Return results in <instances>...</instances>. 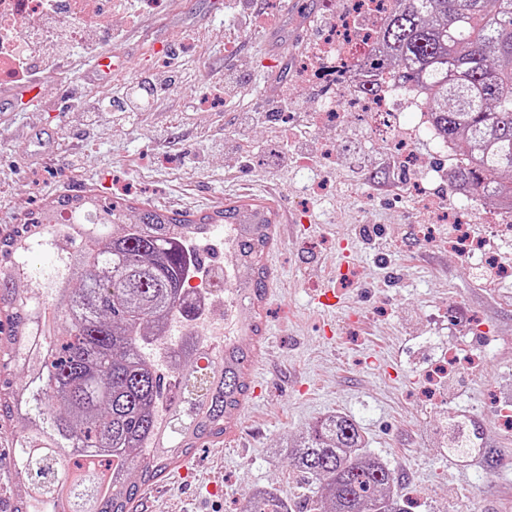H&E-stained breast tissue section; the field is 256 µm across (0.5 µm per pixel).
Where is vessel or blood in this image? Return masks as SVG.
I'll list each match as a JSON object with an SVG mask.
<instances>
[{
	"instance_id": "1",
	"label": "vessel or blood",
	"mask_w": 512,
	"mask_h": 512,
	"mask_svg": "<svg viewBox=\"0 0 512 512\" xmlns=\"http://www.w3.org/2000/svg\"><path fill=\"white\" fill-rule=\"evenodd\" d=\"M224 206L237 212L236 218L227 220L224 226V279L229 285L224 296V366L246 382L251 376L253 356L241 342L260 332L267 295L250 286L235 289L234 283L240 268L254 261L246 253L244 241L271 234L275 224L281 223L282 212L247 197L225 199Z\"/></svg>"
}]
</instances>
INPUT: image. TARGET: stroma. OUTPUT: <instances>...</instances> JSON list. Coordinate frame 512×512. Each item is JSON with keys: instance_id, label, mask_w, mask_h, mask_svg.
Instances as JSON below:
<instances>
[{"instance_id": "1", "label": "stroma", "mask_w": 512, "mask_h": 512, "mask_svg": "<svg viewBox=\"0 0 512 512\" xmlns=\"http://www.w3.org/2000/svg\"><path fill=\"white\" fill-rule=\"evenodd\" d=\"M223 3L213 14L210 0H167L136 26L119 13L114 30L75 46L64 69L53 47L34 82L40 111H27L18 85L0 92V238L54 198L88 190L123 198L136 214L162 208L195 219L245 192L286 210L266 259L267 341L255 369L263 400L242 415L235 440H197L143 485L133 512H241L257 488L292 497L288 445L336 414L358 427L365 453L394 470L411 512H512V432L494 409L495 395L512 390V278L491 280L481 258L452 252L456 225L436 223L417 189L465 215L478 239L500 223L498 209L455 190L457 159L442 153L420 113L395 114L411 134L409 164L359 103H346L335 124H313L324 88L297 75L338 23L324 0ZM247 10L258 16L249 30L238 23ZM116 30L123 40H113ZM107 49L127 62L109 78L87 67ZM145 77L169 83L166 97L131 118L115 112L110 98ZM218 79L220 96L210 90ZM283 96L291 106L280 112ZM257 106L267 117L254 119ZM345 256L342 303L322 311L310 296ZM451 348L457 363L431 385ZM459 415L499 449L496 473L444 453L442 426ZM20 428L0 423V512L24 496L10 463Z\"/></svg>"}]
</instances>
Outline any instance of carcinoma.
Masks as SVG:
<instances>
[{
	"mask_svg": "<svg viewBox=\"0 0 512 512\" xmlns=\"http://www.w3.org/2000/svg\"><path fill=\"white\" fill-rule=\"evenodd\" d=\"M380 51L365 62L372 74L387 71L404 89L424 92L438 135L465 159L452 174L459 189L474 191L512 211V0H399L378 33ZM70 217L63 242L50 238L48 223ZM223 210L198 219L147 210L132 219L118 201L96 195L63 196L31 215L0 242V304L9 302L11 348L8 363L24 370L22 389L0 384V419L19 418L23 430L13 442L12 465L28 485L26 505L34 512L49 496L66 512H129L140 490L127 476L147 482L173 459L160 438L224 433V406L242 389L220 362L199 378L176 363L180 385L197 397L171 403L173 426L162 429L157 402L164 388L146 343L162 335L168 317L189 315L184 283L190 277L187 237L223 224ZM53 248L66 256L67 274L55 293L24 297L16 281L44 279L30 269V254ZM145 440L154 451L138 456ZM363 436L345 416L315 424L290 450L300 474L299 512H406L394 490V471L361 453ZM443 448L451 458L478 449L486 470L497 468V452L481 443L476 422L450 419ZM93 458L112 468L118 497L100 504L98 471L70 483L55 469L62 456ZM244 512H294L271 490L252 494Z\"/></svg>",
	"mask_w": 512,
	"mask_h": 512,
	"instance_id": "carcinoma-1",
	"label": "carcinoma"
}]
</instances>
